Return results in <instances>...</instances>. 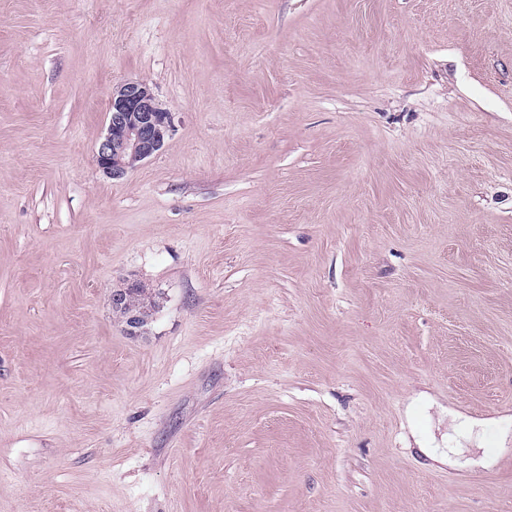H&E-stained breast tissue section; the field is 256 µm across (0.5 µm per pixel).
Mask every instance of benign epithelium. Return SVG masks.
Wrapping results in <instances>:
<instances>
[{
    "mask_svg": "<svg viewBox=\"0 0 512 512\" xmlns=\"http://www.w3.org/2000/svg\"><path fill=\"white\" fill-rule=\"evenodd\" d=\"M174 128L173 113L163 107L150 85L128 80L112 88L108 104V126L96 150V163L103 175L120 180L133 169L156 156ZM142 283L129 280L112 289V307H123L127 293Z\"/></svg>",
    "mask_w": 512,
    "mask_h": 512,
    "instance_id": "obj_1",
    "label": "benign epithelium"
}]
</instances>
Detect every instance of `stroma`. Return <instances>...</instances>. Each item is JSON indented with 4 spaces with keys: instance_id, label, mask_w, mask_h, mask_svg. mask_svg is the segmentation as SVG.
Segmentation results:
<instances>
[{
    "instance_id": "35a3bbf8",
    "label": "stroma",
    "mask_w": 512,
    "mask_h": 512,
    "mask_svg": "<svg viewBox=\"0 0 512 512\" xmlns=\"http://www.w3.org/2000/svg\"><path fill=\"white\" fill-rule=\"evenodd\" d=\"M0 512H512V0H0ZM107 112L108 126L95 158L104 176L120 180L162 150L172 135L174 117L143 80L113 87ZM131 162L138 164L132 166ZM142 283L137 280H128L122 287L113 288L110 293V301L113 308L112 312L118 319L124 323L125 330L130 336H141L143 329L139 321V316L134 313H129L126 316L127 310H133L139 313L145 320H147V328L153 320L156 310L160 306L161 292L154 288H141ZM131 288H137L128 294L126 305L123 307L127 293ZM126 317V318H125Z\"/></svg>"
}]
</instances>
